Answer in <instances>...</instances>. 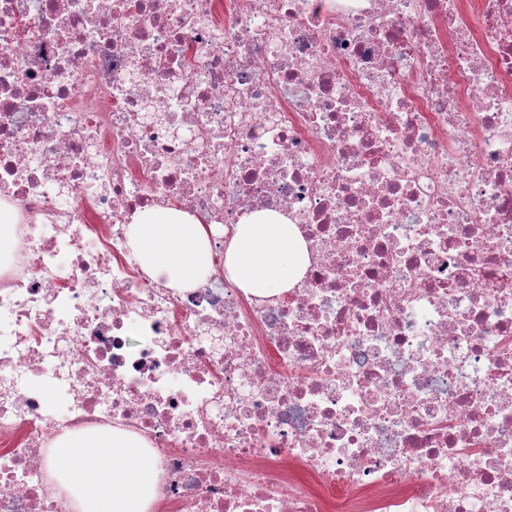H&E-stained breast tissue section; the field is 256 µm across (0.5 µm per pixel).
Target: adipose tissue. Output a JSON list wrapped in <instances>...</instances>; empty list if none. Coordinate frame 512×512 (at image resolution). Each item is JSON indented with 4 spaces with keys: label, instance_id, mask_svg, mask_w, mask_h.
Instances as JSON below:
<instances>
[{
    "label": "adipose tissue",
    "instance_id": "ef3b65f1",
    "mask_svg": "<svg viewBox=\"0 0 512 512\" xmlns=\"http://www.w3.org/2000/svg\"><path fill=\"white\" fill-rule=\"evenodd\" d=\"M131 240L144 270L168 286L191 288L205 275L209 245L204 225L174 208L139 213ZM307 252L293 225L282 215L257 212L245 217L225 254V267L237 284L255 295L279 294L303 275ZM68 462L67 480L83 512H145L155 471L131 438L75 434L57 447Z\"/></svg>",
    "mask_w": 512,
    "mask_h": 512
}]
</instances>
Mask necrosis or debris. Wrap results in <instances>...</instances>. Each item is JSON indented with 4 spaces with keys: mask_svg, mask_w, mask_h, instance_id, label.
Returning <instances> with one entry per match:
<instances>
[{
    "mask_svg": "<svg viewBox=\"0 0 512 512\" xmlns=\"http://www.w3.org/2000/svg\"><path fill=\"white\" fill-rule=\"evenodd\" d=\"M171 206L188 289L130 241ZM0 208V512H78L97 432L147 512H512V0H0ZM257 211L308 253L269 297ZM131 240L144 270L164 277L170 287L192 288L208 270L206 229L178 209L139 213L132 225ZM307 252L294 224L282 215L257 212L238 224L225 254V268L255 295L279 294L303 275ZM83 512H145L154 490L153 464L131 438L75 434L56 448ZM112 487V494L109 489Z\"/></svg>",
    "mask_w": 512,
    "mask_h": 512,
    "instance_id": "1",
    "label": "necrosis or debris"
}]
</instances>
